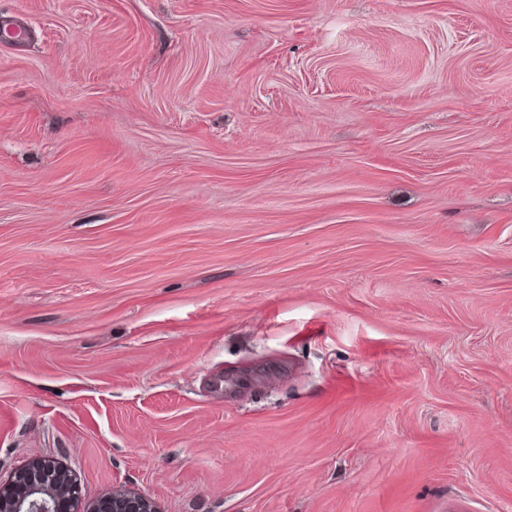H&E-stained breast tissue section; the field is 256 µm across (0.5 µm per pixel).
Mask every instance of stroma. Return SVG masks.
<instances>
[{
    "instance_id": "obj_1",
    "label": "stroma",
    "mask_w": 512,
    "mask_h": 512,
    "mask_svg": "<svg viewBox=\"0 0 512 512\" xmlns=\"http://www.w3.org/2000/svg\"><path fill=\"white\" fill-rule=\"evenodd\" d=\"M0 477L93 504L512 512V0H0ZM112 512H158V509L148 496L118 489L112 492Z\"/></svg>"
}]
</instances>
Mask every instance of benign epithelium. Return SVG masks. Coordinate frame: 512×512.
Here are the masks:
<instances>
[{
    "label": "benign epithelium",
    "mask_w": 512,
    "mask_h": 512,
    "mask_svg": "<svg viewBox=\"0 0 512 512\" xmlns=\"http://www.w3.org/2000/svg\"><path fill=\"white\" fill-rule=\"evenodd\" d=\"M61 472L49 457L33 460L6 481H0V512H81L75 479H58ZM112 512H158L154 501L138 492H112Z\"/></svg>",
    "instance_id": "benign-epithelium-1"
}]
</instances>
